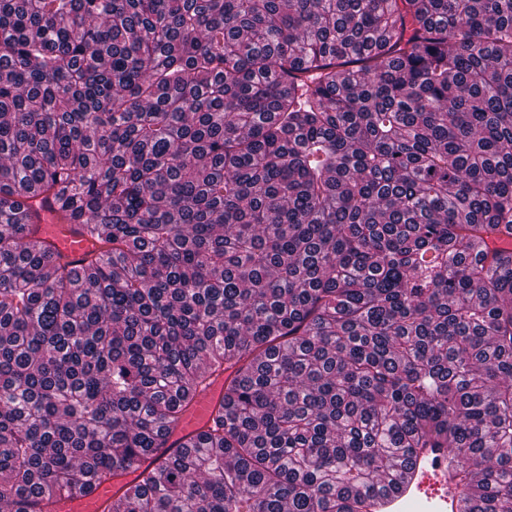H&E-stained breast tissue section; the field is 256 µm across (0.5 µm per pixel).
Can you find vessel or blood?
I'll use <instances>...</instances> for the list:
<instances>
[{
    "mask_svg": "<svg viewBox=\"0 0 512 512\" xmlns=\"http://www.w3.org/2000/svg\"><path fill=\"white\" fill-rule=\"evenodd\" d=\"M39 236L63 261H78L95 250L94 241L75 225L62 223L50 211H43ZM224 397V378L214 376L185 411L179 424L166 435L156 456L176 451L186 438L203 432ZM111 483L92 491L58 499L56 512H104L112 499ZM376 512H458L456 485L449 455L444 448L420 449L401 470L396 489L376 495Z\"/></svg>",
    "mask_w": 512,
    "mask_h": 512,
    "instance_id": "vessel-or-blood-1",
    "label": "vessel or blood"
}]
</instances>
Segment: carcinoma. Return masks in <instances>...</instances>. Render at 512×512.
Returning a JSON list of instances; mask_svg holds the SVG:
<instances>
[{
    "mask_svg": "<svg viewBox=\"0 0 512 512\" xmlns=\"http://www.w3.org/2000/svg\"><path fill=\"white\" fill-rule=\"evenodd\" d=\"M511 235L512 0H0V507L512 512ZM39 237L62 260L78 261L96 249V244L74 224H64L50 211L42 212ZM224 397V374L214 376L208 387L200 392L194 403L185 411L179 424L166 435L164 445L156 448L154 457L176 451L186 438L203 432L212 414ZM373 500L375 512H458L448 449L420 448L402 468L398 487ZM112 481L96 486L92 491L75 493L58 499L57 512H102L112 500Z\"/></svg>",
    "mask_w": 512,
    "mask_h": 512,
    "instance_id": "1",
    "label": "carcinoma"
}]
</instances>
